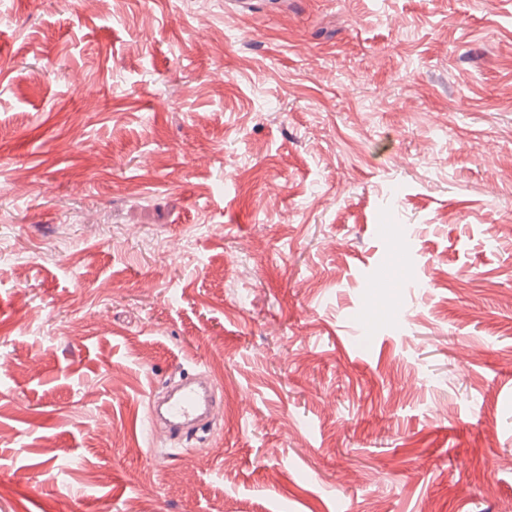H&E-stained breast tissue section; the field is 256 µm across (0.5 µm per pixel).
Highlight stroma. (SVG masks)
<instances>
[{
	"label": "stroma",
	"instance_id": "1",
	"mask_svg": "<svg viewBox=\"0 0 512 512\" xmlns=\"http://www.w3.org/2000/svg\"><path fill=\"white\" fill-rule=\"evenodd\" d=\"M80 506L512 512V0H0V512ZM177 392L165 406L164 415L159 410L158 399L153 398L149 403L147 423L151 434L164 425L178 438L189 435L194 425L201 419L203 411L206 415H215L220 409V397L214 389L202 393L195 379L180 378L177 381ZM220 421V415H215L214 426Z\"/></svg>",
	"mask_w": 512,
	"mask_h": 512
}]
</instances>
